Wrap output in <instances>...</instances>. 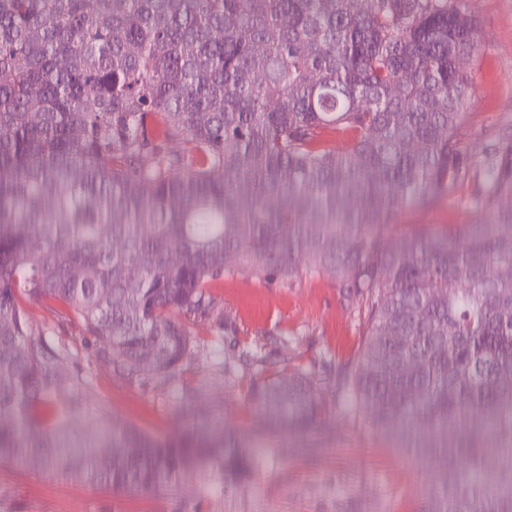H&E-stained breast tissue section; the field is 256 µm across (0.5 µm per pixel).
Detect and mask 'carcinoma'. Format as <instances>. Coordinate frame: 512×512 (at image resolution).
Returning <instances> with one entry per match:
<instances>
[{"label": "carcinoma", "instance_id": "obj_1", "mask_svg": "<svg viewBox=\"0 0 512 512\" xmlns=\"http://www.w3.org/2000/svg\"><path fill=\"white\" fill-rule=\"evenodd\" d=\"M476 26L464 0H0V461L130 494L202 464L249 474L218 415L188 408L173 437L87 428L24 301L166 379L224 277L330 270L367 310L336 388L437 469V512H512V473L490 470L512 454V210L490 206L512 195V142L491 149L477 223L390 231L470 170L455 130ZM248 402L271 435L326 414L311 377L262 358Z\"/></svg>", "mask_w": 512, "mask_h": 512}]
</instances>
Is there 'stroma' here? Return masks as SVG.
I'll list each match as a JSON object with an SVG mask.
<instances>
[{"label":"stroma","instance_id":"stroma-1","mask_svg":"<svg viewBox=\"0 0 512 512\" xmlns=\"http://www.w3.org/2000/svg\"><path fill=\"white\" fill-rule=\"evenodd\" d=\"M475 16L469 108L455 131L472 166L468 177L429 206L401 211L396 236L444 234L478 216L475 189L485 176L489 144L512 137V0H465ZM216 304L189 321L195 349L175 378L132 377L103 358L80 323L32 299L28 309L52 342L65 348L66 376H79L89 406L116 424L157 436L180 430L183 391L206 416L219 410L224 429L245 440L256 460L236 485L209 467L185 471L167 489L120 494L103 485L45 474L40 465L0 464V512H435L440 476L398 451L338 397L323 362L348 365L362 348L365 314L347 301L331 272L288 281L228 277L212 290ZM261 355L311 370L329 413L322 427L267 435L248 411L249 375L225 379L220 360Z\"/></svg>","mask_w":512,"mask_h":512}]
</instances>
